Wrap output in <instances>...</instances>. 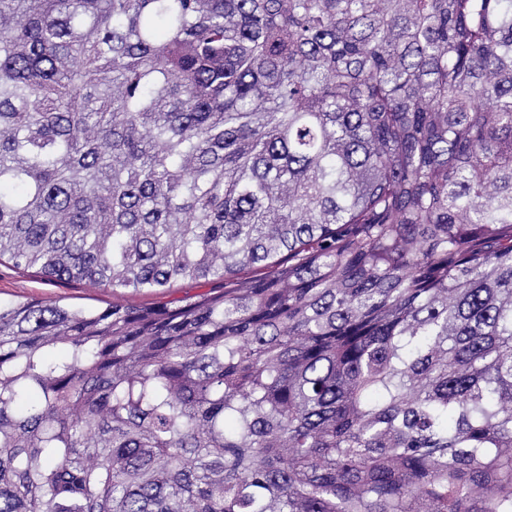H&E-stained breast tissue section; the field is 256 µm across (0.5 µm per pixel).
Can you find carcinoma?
Listing matches in <instances>:
<instances>
[{
    "label": "carcinoma",
    "instance_id": "carcinoma-1",
    "mask_svg": "<svg viewBox=\"0 0 512 512\" xmlns=\"http://www.w3.org/2000/svg\"><path fill=\"white\" fill-rule=\"evenodd\" d=\"M0 512H512V0H0ZM31 299L56 300L85 310L104 309L112 301L143 306L167 300L154 294L125 293L121 297L113 293L111 288L94 287L85 283H48L43 281L35 269L23 271L9 264H0V302L9 304Z\"/></svg>",
    "mask_w": 512,
    "mask_h": 512
}]
</instances>
